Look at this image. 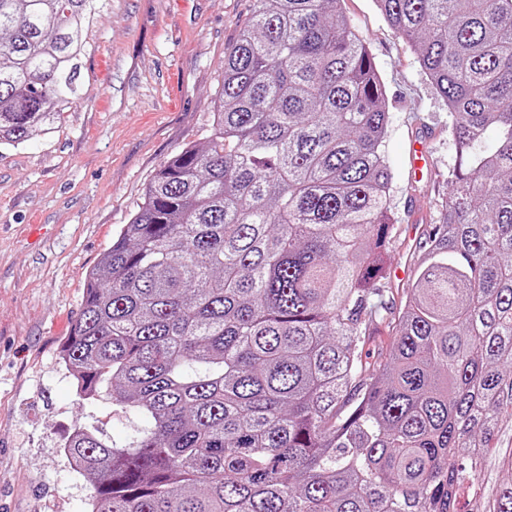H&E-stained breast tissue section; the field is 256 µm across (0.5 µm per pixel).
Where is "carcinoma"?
<instances>
[{"mask_svg":"<svg viewBox=\"0 0 512 512\" xmlns=\"http://www.w3.org/2000/svg\"><path fill=\"white\" fill-rule=\"evenodd\" d=\"M105 2L0 0V147L79 102ZM342 2L255 0L211 134L89 273L60 362L148 421L64 441L90 512H512V0H374L458 159L396 310L385 87Z\"/></svg>","mask_w":512,"mask_h":512,"instance_id":"cac0c4a2","label":"carcinoma"}]
</instances>
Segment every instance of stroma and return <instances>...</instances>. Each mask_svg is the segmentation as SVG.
Returning a JSON list of instances; mask_svg holds the SVG:
<instances>
[{"label":"stroma","mask_w":512,"mask_h":512,"mask_svg":"<svg viewBox=\"0 0 512 512\" xmlns=\"http://www.w3.org/2000/svg\"><path fill=\"white\" fill-rule=\"evenodd\" d=\"M254 0H107L87 30L81 99L51 133L0 148V512H88L90 485L61 445L75 429L124 445L144 418L110 397L79 401L59 351L86 276L156 169L208 135L224 50ZM385 86L381 150L392 173L391 288L415 274L412 227L437 220L456 163L447 105L414 45L373 0H345ZM426 135L436 174L416 182L410 144Z\"/></svg>","instance_id":"35a3bbf8"}]
</instances>
